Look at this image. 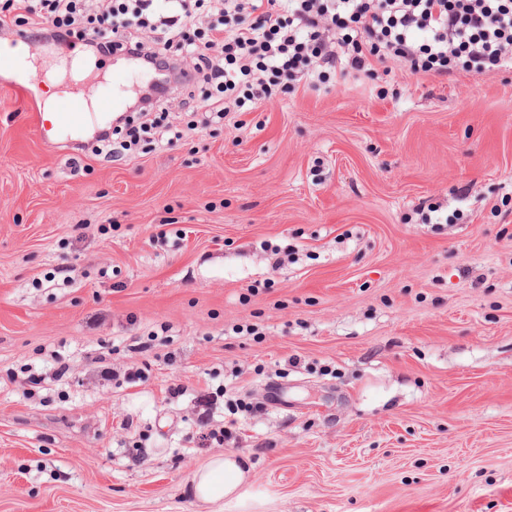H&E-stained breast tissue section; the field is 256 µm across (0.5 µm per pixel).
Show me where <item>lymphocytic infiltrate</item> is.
Listing matches in <instances>:
<instances>
[{"label": "lymphocytic infiltrate", "instance_id": "f902f5d3", "mask_svg": "<svg viewBox=\"0 0 512 512\" xmlns=\"http://www.w3.org/2000/svg\"><path fill=\"white\" fill-rule=\"evenodd\" d=\"M37 36L81 42L101 56L127 50L155 69L194 57L195 80L211 88L191 129L208 126L246 104L272 99L293 82L315 85L346 70L391 61L413 74L473 76L512 69V0H40ZM164 90L152 86L138 117H124V139L111 130L94 150L119 160L142 137L173 143L181 131L154 120Z\"/></svg>", "mask_w": 512, "mask_h": 512}]
</instances>
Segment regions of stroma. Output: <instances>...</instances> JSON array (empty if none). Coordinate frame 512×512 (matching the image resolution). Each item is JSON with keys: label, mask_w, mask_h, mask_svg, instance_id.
Instances as JSON below:
<instances>
[{"label": "stroma", "mask_w": 512, "mask_h": 512, "mask_svg": "<svg viewBox=\"0 0 512 512\" xmlns=\"http://www.w3.org/2000/svg\"><path fill=\"white\" fill-rule=\"evenodd\" d=\"M39 62L0 71V512H209L226 452L224 512H512V72L378 62L113 161L31 115L126 60ZM247 479L244 462L237 454L229 452L213 456L198 467L192 473L190 489L197 501L219 504V510L213 512H223L224 499L238 498Z\"/></svg>", "instance_id": "stroma-1"}]
</instances>
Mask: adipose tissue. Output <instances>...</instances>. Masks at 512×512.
Masks as SVG:
<instances>
[{
    "mask_svg": "<svg viewBox=\"0 0 512 512\" xmlns=\"http://www.w3.org/2000/svg\"><path fill=\"white\" fill-rule=\"evenodd\" d=\"M248 479L241 458L234 453L211 457L192 474L190 489L194 498L204 504H223L236 498Z\"/></svg>",
    "mask_w": 512,
    "mask_h": 512,
    "instance_id": "obj_1",
    "label": "adipose tissue"
}]
</instances>
